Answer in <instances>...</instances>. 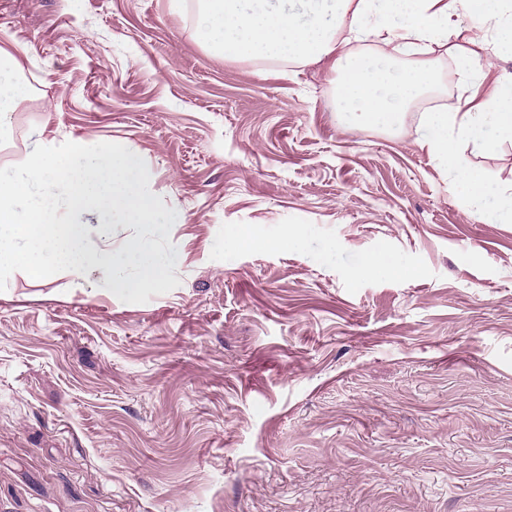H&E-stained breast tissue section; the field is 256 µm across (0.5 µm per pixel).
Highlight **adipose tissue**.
<instances>
[{
  "mask_svg": "<svg viewBox=\"0 0 512 512\" xmlns=\"http://www.w3.org/2000/svg\"><path fill=\"white\" fill-rule=\"evenodd\" d=\"M200 17L207 45L227 57L304 66L330 60L340 75V111L386 130L430 87L432 55L445 49L456 63L462 103L423 113L422 146L448 170L470 214L492 207L512 222V186L492 182L464 158L512 142V72L492 70L493 58L512 50V0H200ZM470 22L493 23L495 32L459 42ZM476 43L488 61L476 60ZM489 80L492 92L477 100Z\"/></svg>",
  "mask_w": 512,
  "mask_h": 512,
  "instance_id": "ef3b65f1",
  "label": "adipose tissue"
}]
</instances>
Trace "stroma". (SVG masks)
Masks as SVG:
<instances>
[{"label":"stroma","mask_w":512,"mask_h":512,"mask_svg":"<svg viewBox=\"0 0 512 512\" xmlns=\"http://www.w3.org/2000/svg\"><path fill=\"white\" fill-rule=\"evenodd\" d=\"M196 0H0L37 132L111 139L183 214L173 290L0 291V512H512V222L327 66L213 53ZM247 226L300 246L228 252ZM385 253L406 274L356 278Z\"/></svg>","instance_id":"stroma-1"}]
</instances>
